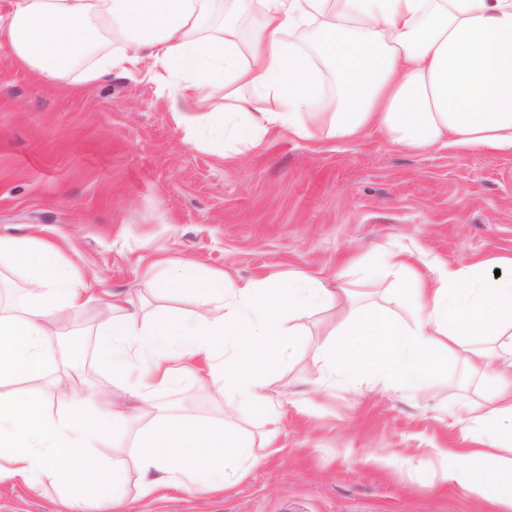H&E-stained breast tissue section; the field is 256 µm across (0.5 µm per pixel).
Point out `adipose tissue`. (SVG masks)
<instances>
[{
	"instance_id": "adipose-tissue-1",
	"label": "adipose tissue",
	"mask_w": 512,
	"mask_h": 512,
	"mask_svg": "<svg viewBox=\"0 0 512 512\" xmlns=\"http://www.w3.org/2000/svg\"><path fill=\"white\" fill-rule=\"evenodd\" d=\"M310 28L318 32L311 52L295 38ZM0 48L58 83L87 84L144 62L171 100L223 89L225 112L205 118H236L241 153L275 130L307 139L317 129L338 140L375 130L415 151L441 142L512 147V0H13L0 13ZM2 259L25 273L26 287L0 303V390L59 365L72 397L51 415L39 392L0 394V477L34 488L56 482L60 512L91 503L122 512V463L96 452L117 434L142 495L223 490L226 459L250 468L280 429L283 400L268 377L302 332L299 313L335 300L313 276L259 286L181 262L152 288L191 292L196 310L145 317L131 295L94 288L55 242L0 238ZM475 268L442 266L395 289L385 309L357 307L319 346L320 379L421 391L429 357L455 354L479 374L483 397L463 408L472 447L449 450L436 478L512 512V459L494 454L512 443V273L477 281ZM99 299L107 314L96 355L113 385L140 401L135 415L105 392L87 408L82 349L55 342L67 314ZM407 307L418 312L415 324L401 319ZM184 380L222 401L225 418L158 403ZM241 407L260 418L261 438L230 419Z\"/></svg>"
}]
</instances>
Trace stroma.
<instances>
[{"instance_id": "35a3bbf8", "label": "stroma", "mask_w": 512, "mask_h": 512, "mask_svg": "<svg viewBox=\"0 0 512 512\" xmlns=\"http://www.w3.org/2000/svg\"><path fill=\"white\" fill-rule=\"evenodd\" d=\"M170 104L146 67L82 85L45 81L0 51V237L54 240L102 288L140 295L144 311L169 306L150 291L165 262L239 282L322 279L336 304L302 318L270 388L285 392L283 424L244 475L228 486L138 494L125 465L126 512H494L460 486L435 480L451 448H466L459 408L482 388L467 366L438 353L422 392L315 391L313 359L348 315L349 297L385 306L402 273L397 248L417 253L412 272L437 264L512 258V150L410 151L380 134L351 140L272 132L253 150L215 153L223 129L185 116L223 108ZM59 490L0 479V512H56Z\"/></svg>"}]
</instances>
